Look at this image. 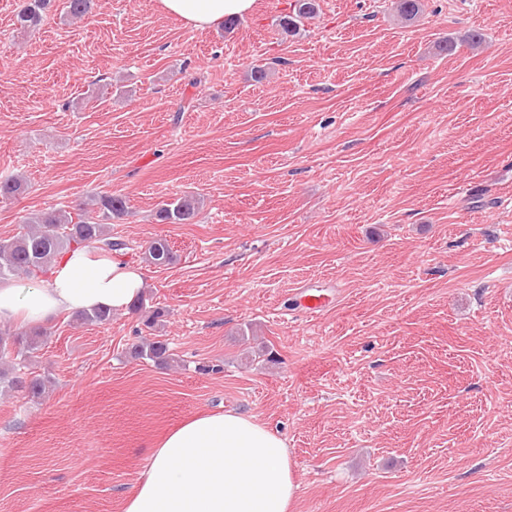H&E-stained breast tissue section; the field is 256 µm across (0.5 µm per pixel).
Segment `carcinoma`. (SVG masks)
I'll return each mask as SVG.
<instances>
[{
	"label": "carcinoma",
	"instance_id": "cac0c4a2",
	"mask_svg": "<svg viewBox=\"0 0 512 512\" xmlns=\"http://www.w3.org/2000/svg\"><path fill=\"white\" fill-rule=\"evenodd\" d=\"M51 0H24L16 15L22 28L38 25ZM93 6V0H67V16L71 20L85 19ZM421 0H396V10L405 19L415 18L421 11ZM316 0H296L293 13L281 21L284 32L292 34L304 20L314 18ZM23 180L11 176L0 180V198L8 200L23 189ZM199 210V199L185 195L161 204L155 211L156 221L161 224H190ZM126 212V200L119 194L93 196L89 204H80L69 211L62 207L39 211L23 221L22 231L8 239H0V280L12 278L38 279L47 275L50 266L62 253L83 247L99 248L106 253L122 252L125 243L112 238V219ZM147 260L154 265H168L174 256L166 241L157 239L149 243L145 251ZM47 332L32 328L21 332L0 331V363L31 358L44 343ZM131 357L150 360L158 364L168 362V347L160 341L144 342L133 347ZM25 390L34 397L45 389L42 379H24L12 367L0 370V391Z\"/></svg>",
	"mask_w": 512,
	"mask_h": 512
}]
</instances>
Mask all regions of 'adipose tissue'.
<instances>
[{
  "label": "adipose tissue",
  "mask_w": 512,
  "mask_h": 512,
  "mask_svg": "<svg viewBox=\"0 0 512 512\" xmlns=\"http://www.w3.org/2000/svg\"><path fill=\"white\" fill-rule=\"evenodd\" d=\"M254 0H159L185 26L206 30ZM138 267L95 248L56 260L47 278L0 281V323L121 310L143 291ZM298 483L288 445L256 416L234 411L183 422L155 448L123 512H294Z\"/></svg>",
  "instance_id": "obj_1"
}]
</instances>
